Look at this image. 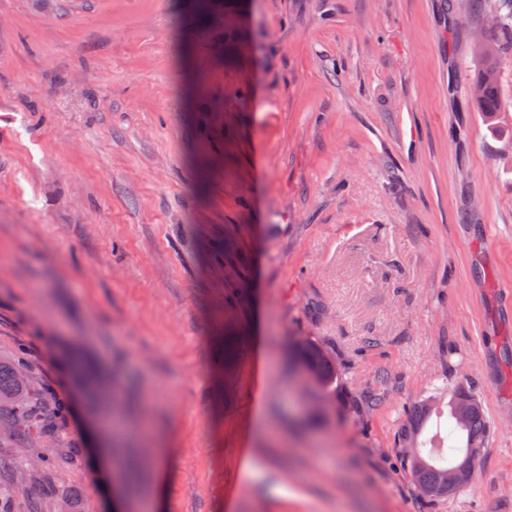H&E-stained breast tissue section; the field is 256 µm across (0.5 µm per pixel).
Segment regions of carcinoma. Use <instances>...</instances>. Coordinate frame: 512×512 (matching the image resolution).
<instances>
[{
	"mask_svg": "<svg viewBox=\"0 0 512 512\" xmlns=\"http://www.w3.org/2000/svg\"><path fill=\"white\" fill-rule=\"evenodd\" d=\"M469 13L484 21L488 18L495 23L482 30L477 44V72L472 80L477 88L474 98L481 106L488 125L496 124L499 102L497 86L499 81V58L506 47L512 48V0H470ZM293 351L299 364L312 368L319 376L318 385L333 392L336 388V367L329 354L313 339L299 336L295 339ZM476 398L475 393L458 385L448 391V414L441 412L443 405L431 396L421 401L411 410L410 421L399 438V443L409 447L424 431L432 417H447L446 435L436 431L434 437L439 444L430 449L428 455H415L407 452L403 462L413 480L429 487L440 483L444 477L454 475L460 461L468 459L476 464L482 448L489 437L482 407L471 408L463 419L458 407L463 404L462 393ZM97 406L105 416L114 414L116 404L112 401V391L101 384L94 386ZM67 410L66 403L45 384L33 377L30 366L22 356L11 360L0 359V439L19 437L27 442L29 454L25 460L6 461L0 458V473L7 475L9 483L0 484V512H4L3 488L21 490L25 480V467L49 472L56 467L63 452L73 455L80 449L70 446L59 435L61 419ZM61 509L59 496L47 491L35 501L32 512H49L50 506Z\"/></svg>",
	"mask_w": 512,
	"mask_h": 512,
	"instance_id": "cac0c4a2",
	"label": "carcinoma"
}]
</instances>
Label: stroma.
<instances>
[{
	"label": "stroma",
	"instance_id": "stroma-1",
	"mask_svg": "<svg viewBox=\"0 0 512 512\" xmlns=\"http://www.w3.org/2000/svg\"><path fill=\"white\" fill-rule=\"evenodd\" d=\"M455 2L0 0V356L84 450L13 512L117 498L75 350L150 420L128 512H512V51L492 128ZM461 383L491 433L433 500L398 440ZM295 357L300 365L312 368L319 376L318 385L323 389L334 392L336 388V367L329 354L313 339L299 336L293 345ZM301 366L304 376L312 383H317L318 377L308 368Z\"/></svg>",
	"mask_w": 512,
	"mask_h": 512
}]
</instances>
